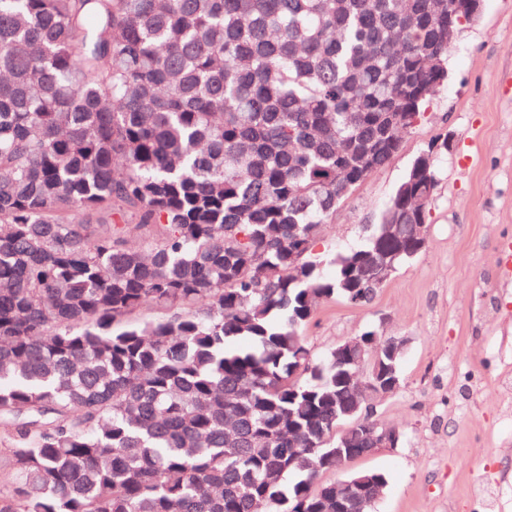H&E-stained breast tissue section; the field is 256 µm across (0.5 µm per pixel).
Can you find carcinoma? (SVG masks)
<instances>
[{"label":"carcinoma","mask_w":512,"mask_h":512,"mask_svg":"<svg viewBox=\"0 0 512 512\" xmlns=\"http://www.w3.org/2000/svg\"><path fill=\"white\" fill-rule=\"evenodd\" d=\"M450 48L448 0H0V512H332L368 443L304 331L420 254L448 137L332 275L314 248Z\"/></svg>","instance_id":"obj_1"}]
</instances>
